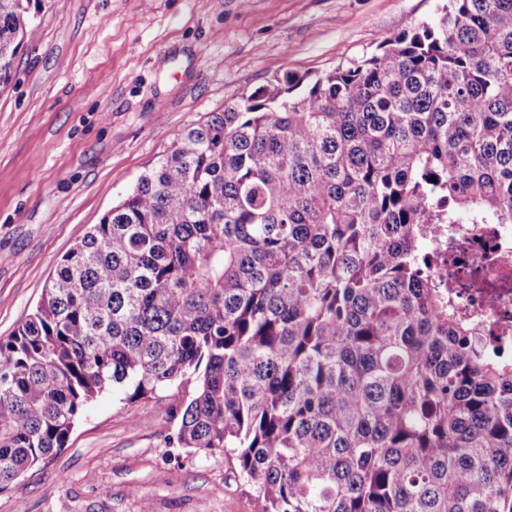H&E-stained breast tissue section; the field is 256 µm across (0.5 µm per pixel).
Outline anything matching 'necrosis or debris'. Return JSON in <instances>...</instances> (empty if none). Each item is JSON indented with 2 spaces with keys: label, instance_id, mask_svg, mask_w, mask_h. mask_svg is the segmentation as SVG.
Here are the masks:
<instances>
[{
  "label": "necrosis or debris",
  "instance_id": "4bbe7bcc",
  "mask_svg": "<svg viewBox=\"0 0 512 512\" xmlns=\"http://www.w3.org/2000/svg\"><path fill=\"white\" fill-rule=\"evenodd\" d=\"M428 248L459 312L482 321L492 345L512 349V225L440 224Z\"/></svg>",
  "mask_w": 512,
  "mask_h": 512
}]
</instances>
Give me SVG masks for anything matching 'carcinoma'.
Here are the masks:
<instances>
[{"mask_svg":"<svg viewBox=\"0 0 512 512\" xmlns=\"http://www.w3.org/2000/svg\"><path fill=\"white\" fill-rule=\"evenodd\" d=\"M40 0H0V85ZM512 224V0H448L358 62L176 136L0 338V490L106 390L193 386L177 443L258 512H512V354L426 272Z\"/></svg>","mask_w":512,"mask_h":512,"instance_id":"carcinoma-1","label":"carcinoma"}]
</instances>
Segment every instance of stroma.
I'll return each mask as SVG.
<instances>
[{
  "instance_id": "1",
  "label": "stroma",
  "mask_w": 512,
  "mask_h": 512,
  "mask_svg": "<svg viewBox=\"0 0 512 512\" xmlns=\"http://www.w3.org/2000/svg\"><path fill=\"white\" fill-rule=\"evenodd\" d=\"M446 0H42L0 87V338L184 128L286 72L318 75L437 20ZM187 390L99 395L0 512H255L223 453L178 447Z\"/></svg>"
}]
</instances>
